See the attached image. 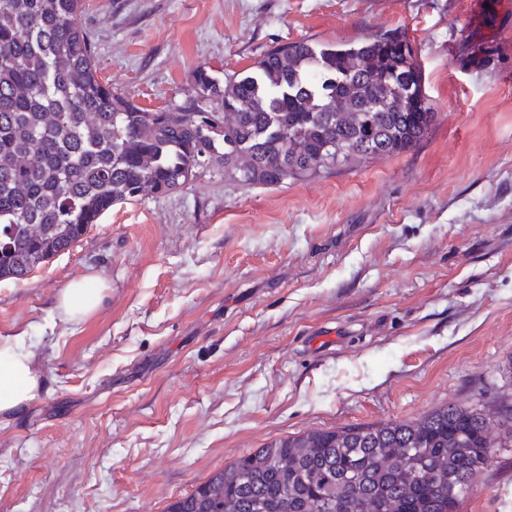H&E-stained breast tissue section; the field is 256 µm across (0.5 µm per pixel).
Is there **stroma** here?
<instances>
[{
	"label": "stroma",
	"mask_w": 512,
	"mask_h": 512,
	"mask_svg": "<svg viewBox=\"0 0 512 512\" xmlns=\"http://www.w3.org/2000/svg\"><path fill=\"white\" fill-rule=\"evenodd\" d=\"M86 0L114 90L155 111L301 39L407 33L437 114L415 149L280 187L205 167L118 204L0 280L48 390L0 423V512H166L212 473L314 429L449 403L512 417V0ZM93 276L101 306L62 322ZM339 332L322 353L310 337ZM459 512H512V447ZM91 277L73 281L59 295L56 308L65 321L78 322L96 310L104 299L103 283L92 286Z\"/></svg>",
	"instance_id": "stroma-1"
}]
</instances>
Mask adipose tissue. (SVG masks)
Instances as JSON below:
<instances>
[{
  "instance_id": "obj_1",
  "label": "adipose tissue",
  "mask_w": 512,
  "mask_h": 512,
  "mask_svg": "<svg viewBox=\"0 0 512 512\" xmlns=\"http://www.w3.org/2000/svg\"><path fill=\"white\" fill-rule=\"evenodd\" d=\"M104 293V285L84 277L63 289L56 307L63 320L77 322L100 306ZM45 390L46 382L35 369V355L24 334L0 337V419L17 418Z\"/></svg>"
}]
</instances>
